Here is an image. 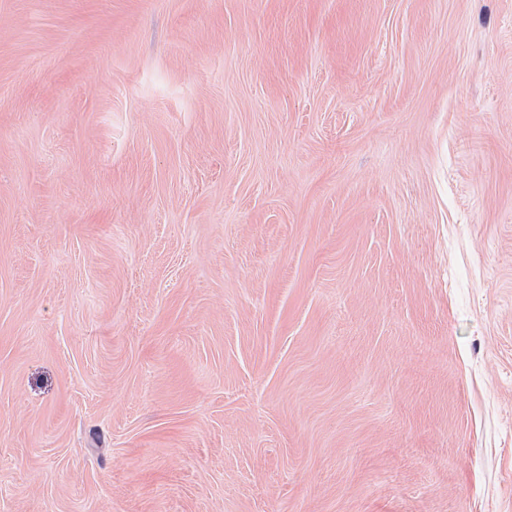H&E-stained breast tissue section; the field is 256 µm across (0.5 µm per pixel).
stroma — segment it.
I'll return each mask as SVG.
<instances>
[{"label": "stroma", "instance_id": "obj_1", "mask_svg": "<svg viewBox=\"0 0 512 512\" xmlns=\"http://www.w3.org/2000/svg\"><path fill=\"white\" fill-rule=\"evenodd\" d=\"M0 512H512V0H0Z\"/></svg>", "mask_w": 512, "mask_h": 512}]
</instances>
